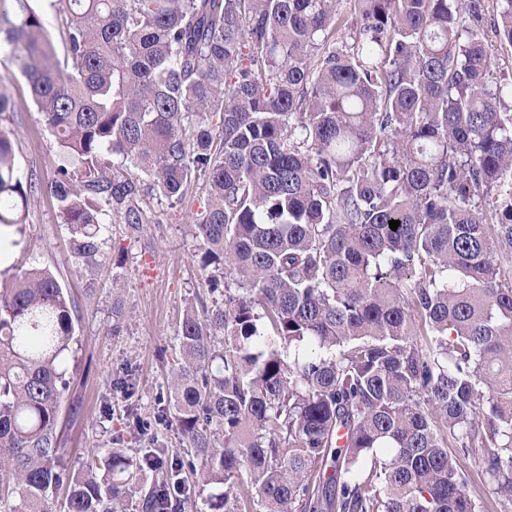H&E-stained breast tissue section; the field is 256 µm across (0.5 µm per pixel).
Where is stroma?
<instances>
[{
  "label": "stroma",
  "instance_id": "35a3bbf8",
  "mask_svg": "<svg viewBox=\"0 0 512 512\" xmlns=\"http://www.w3.org/2000/svg\"><path fill=\"white\" fill-rule=\"evenodd\" d=\"M500 9V0H488L484 37L495 77L510 80L512 46L500 42L493 27ZM0 92L15 104L0 129L15 146L18 166L51 181L58 147L32 100L17 54L7 49L0 51ZM143 206L147 222L139 233L129 234L116 222L106 226L101 264L90 274L73 257L55 200L42 194L29 209L23 244L10 267L0 271V283L8 285L30 266L48 269L75 308L77 342L64 362L70 387L57 423L61 461L71 469L81 468L102 448L140 455L138 419L157 423L160 439L172 451L187 445L175 422L162 426L157 419L167 403L183 317L212 300L196 238L205 186L192 185L176 202L154 195ZM127 373L135 382L129 398L112 389L113 380Z\"/></svg>",
  "mask_w": 512,
  "mask_h": 512
}]
</instances>
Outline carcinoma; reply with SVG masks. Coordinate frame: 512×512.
<instances>
[{
	"label": "carcinoma",
	"instance_id": "carcinoma-1",
	"mask_svg": "<svg viewBox=\"0 0 512 512\" xmlns=\"http://www.w3.org/2000/svg\"><path fill=\"white\" fill-rule=\"evenodd\" d=\"M495 32L512 46V0ZM0 0V50L63 162L47 185L0 131V229L44 192L91 269L105 224L206 178L211 306L178 334L168 393L187 439L148 424L133 459L72 470L56 424L73 309L44 268L0 290V484L12 512H477L464 460L512 512V82L484 0ZM120 159L115 163L114 159ZM398 220L393 231L389 221ZM455 451L448 452V441ZM499 0H488L485 8V22L483 33L486 41L491 46L494 76L498 79H512V46L500 42L496 36L493 23L497 22L501 10Z\"/></svg>",
	"mask_w": 512,
	"mask_h": 512
}]
</instances>
